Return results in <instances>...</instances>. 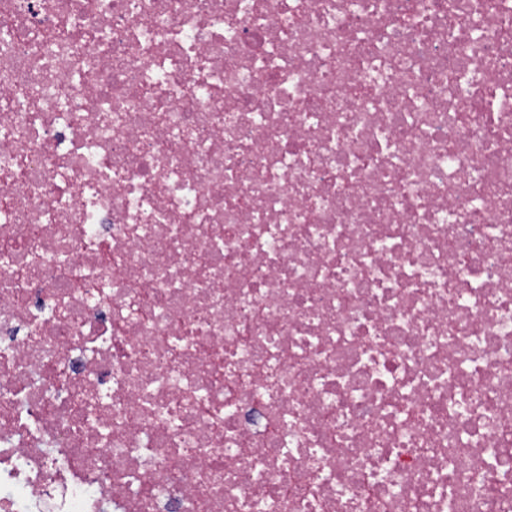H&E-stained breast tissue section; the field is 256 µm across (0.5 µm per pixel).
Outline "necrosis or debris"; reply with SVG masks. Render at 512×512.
I'll return each instance as SVG.
<instances>
[{
  "mask_svg": "<svg viewBox=\"0 0 512 512\" xmlns=\"http://www.w3.org/2000/svg\"><path fill=\"white\" fill-rule=\"evenodd\" d=\"M3 31L0 512H512V0Z\"/></svg>",
  "mask_w": 512,
  "mask_h": 512,
  "instance_id": "necrosis-or-debris-1",
  "label": "necrosis or debris"
}]
</instances>
